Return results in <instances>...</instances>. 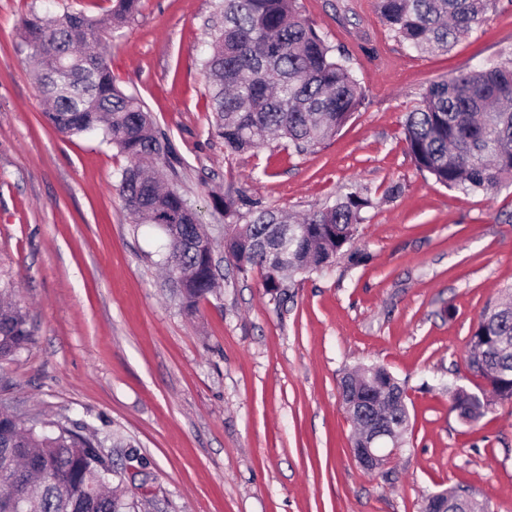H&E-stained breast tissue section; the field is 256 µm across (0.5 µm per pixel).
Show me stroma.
Segmentation results:
<instances>
[{
  "mask_svg": "<svg viewBox=\"0 0 512 512\" xmlns=\"http://www.w3.org/2000/svg\"><path fill=\"white\" fill-rule=\"evenodd\" d=\"M219 0H141L109 39L108 64L179 159V184L216 239L217 295L187 311L169 293L158 233L116 189L128 160L43 116L20 22L42 0H0V282L32 342L0 361V409L95 435L140 512H421L464 487L512 512V403L462 423L445 387L475 389L467 343L512 290V186L448 189L420 172L402 124L452 73L512 60V0L446 53L409 52L373 0H298L363 87L359 112L300 154L271 143L224 153L200 50ZM349 191L372 199L350 248L287 281L276 303L259 272L224 259L214 196L305 214ZM361 365L406 388L405 449L364 472L340 382Z\"/></svg>",
  "mask_w": 512,
  "mask_h": 512,
  "instance_id": "35a3bbf8",
  "label": "stroma"
}]
</instances>
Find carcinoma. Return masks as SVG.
Instances as JSON below:
<instances>
[{"label": "carcinoma", "mask_w": 512, "mask_h": 512, "mask_svg": "<svg viewBox=\"0 0 512 512\" xmlns=\"http://www.w3.org/2000/svg\"><path fill=\"white\" fill-rule=\"evenodd\" d=\"M498 0H374L389 33L416 53H446L496 9ZM140 0H114L100 16L65 11L51 20L37 12L23 19L20 37L41 95L50 103L46 122L65 136L98 133L125 155L117 190L136 224L163 235L168 274L191 310L213 293L211 236L165 167L177 161L173 147L133 93L112 77L107 35L138 11ZM213 39L201 58L213 114L212 126L229 156L243 155L271 136L298 153L334 137L359 111L364 92L353 58L332 46L298 10L297 0H221L211 20ZM404 139L419 171L462 192H489L512 181V66L482 63L432 83L406 114ZM368 197L347 193L298 222L251 203L244 224L224 233L225 257L237 273L259 270L265 291L279 300L285 273L307 274L330 266L351 246ZM27 312L0 302V361L32 340ZM473 374L490 391L448 384L451 410L465 423L495 402H512V307L486 308L468 341ZM375 384L390 393L404 388L383 366H364L343 378V394L358 397L348 414L355 423L374 409ZM407 442L406 402L382 408ZM112 463L90 438L60 424L27 425L0 414V512H136L137 502L112 484Z\"/></svg>", "instance_id": "carcinoma-1"}]
</instances>
